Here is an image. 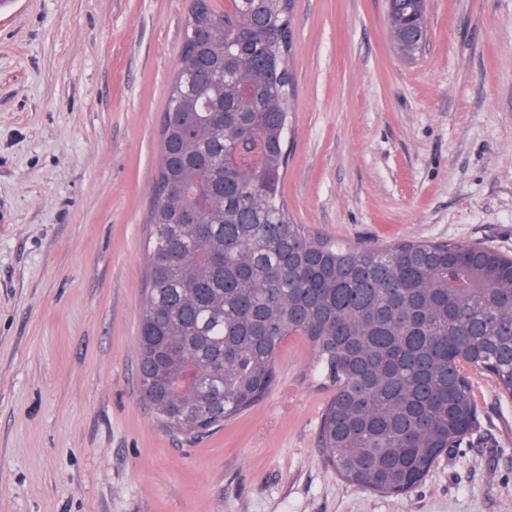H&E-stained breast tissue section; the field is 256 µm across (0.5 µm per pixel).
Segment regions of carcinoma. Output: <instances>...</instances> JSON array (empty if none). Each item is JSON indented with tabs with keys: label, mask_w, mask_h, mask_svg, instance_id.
I'll list each match as a JSON object with an SVG mask.
<instances>
[{
	"label": "carcinoma",
	"mask_w": 512,
	"mask_h": 512,
	"mask_svg": "<svg viewBox=\"0 0 512 512\" xmlns=\"http://www.w3.org/2000/svg\"><path fill=\"white\" fill-rule=\"evenodd\" d=\"M292 0H191L160 131L137 329L140 388L199 438L259 403L283 342L334 391L319 428L336 471L407 494L477 421L467 374L512 396V256L448 241L347 245L295 224L282 194ZM405 60L422 0L386 6Z\"/></svg>",
	"instance_id": "cac0c4a2"
}]
</instances>
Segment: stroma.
Instances as JSON below:
<instances>
[{
  "mask_svg": "<svg viewBox=\"0 0 512 512\" xmlns=\"http://www.w3.org/2000/svg\"><path fill=\"white\" fill-rule=\"evenodd\" d=\"M190 0L0 8V512H512V397L405 495L344 481L332 394L289 337L276 382L190 440L139 398L137 326L159 129ZM385 0H294L283 196L346 244L452 240L512 255V0H429L414 62Z\"/></svg>",
  "mask_w": 512,
  "mask_h": 512,
  "instance_id": "35a3bbf8",
  "label": "stroma"
}]
</instances>
